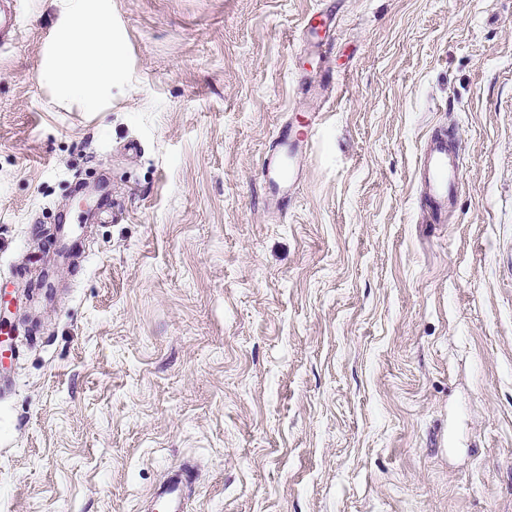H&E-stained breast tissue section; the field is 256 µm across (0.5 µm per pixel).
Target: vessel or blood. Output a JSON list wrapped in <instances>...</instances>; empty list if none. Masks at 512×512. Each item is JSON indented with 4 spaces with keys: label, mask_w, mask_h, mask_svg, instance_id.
Returning <instances> with one entry per match:
<instances>
[{
    "label": "vessel or blood",
    "mask_w": 512,
    "mask_h": 512,
    "mask_svg": "<svg viewBox=\"0 0 512 512\" xmlns=\"http://www.w3.org/2000/svg\"><path fill=\"white\" fill-rule=\"evenodd\" d=\"M336 11L319 8L303 24L301 33L308 56L322 59L323 43L319 39L321 27L332 25ZM309 138L293 125L280 126L277 137L264 153L260 179L264 187V203L270 208H281L291 196L300 179V159L307 153ZM461 158L455 142L445 134L430 137L419 158L418 171L424 187V203L433 223L448 220V212L455 204L460 181ZM186 479L182 472L169 474L153 491L155 512H184L183 499Z\"/></svg>",
    "instance_id": "b4317fda"
}]
</instances>
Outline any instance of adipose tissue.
<instances>
[{
  "mask_svg": "<svg viewBox=\"0 0 512 512\" xmlns=\"http://www.w3.org/2000/svg\"><path fill=\"white\" fill-rule=\"evenodd\" d=\"M57 12L39 82L60 105L105 112L122 79L123 44L112 29L111 0H51Z\"/></svg>",
  "mask_w": 512,
  "mask_h": 512,
  "instance_id": "adipose-tissue-1",
  "label": "adipose tissue"
}]
</instances>
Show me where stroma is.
I'll return each instance as SVG.
<instances>
[{
	"label": "stroma",
	"mask_w": 512,
	"mask_h": 512,
	"mask_svg": "<svg viewBox=\"0 0 512 512\" xmlns=\"http://www.w3.org/2000/svg\"><path fill=\"white\" fill-rule=\"evenodd\" d=\"M112 0L108 112L37 82L55 14L0 43V512H512V0ZM317 113L267 209L276 128ZM460 148L444 224L416 167ZM112 194L86 222L71 191ZM65 218L79 241L56 232ZM336 10L337 4L333 8L326 6L323 8L321 3L319 9L316 12L311 13L310 18L303 24L300 33L303 35L305 40L308 56L317 60L323 59V43L318 39V28L326 27L328 25L329 29L332 23L336 20ZM185 476L182 471L169 474L153 491V511L184 512Z\"/></svg>",
	"instance_id": "stroma-1"
}]
</instances>
